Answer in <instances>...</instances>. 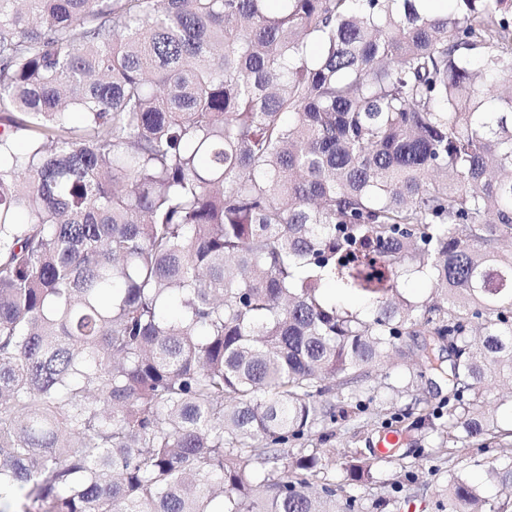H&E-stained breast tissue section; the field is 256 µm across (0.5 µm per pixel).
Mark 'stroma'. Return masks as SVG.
I'll return each instance as SVG.
<instances>
[{
  "mask_svg": "<svg viewBox=\"0 0 512 512\" xmlns=\"http://www.w3.org/2000/svg\"><path fill=\"white\" fill-rule=\"evenodd\" d=\"M414 368L410 362L389 365L390 385L375 393L373 402L367 403L374 418L360 430L336 424L332 435L321 443V450L329 457L323 477L336 485L344 494L356 496L363 505V512H375L373 503L381 497L390 498L384 512H438L451 479L452 471H459L478 485L487 499H495L497 490L486 479L487 469L503 459L498 447H483L474 439L463 446L451 448L449 460L429 456L433 433L430 429H411V417L406 414L412 396L428 401L432 408L447 413L454 403L452 391L440 377L429 374L415 379L410 395H395L391 387L407 377ZM400 437L392 457L382 459L377 453L378 442L387 434ZM373 461L372 477L363 483L348 481L345 464L352 453ZM413 473V480H406V473Z\"/></svg>",
  "mask_w": 512,
  "mask_h": 512,
  "instance_id": "obj_1",
  "label": "stroma"
}]
</instances>
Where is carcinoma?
Listing matches in <instances>:
<instances>
[{
    "mask_svg": "<svg viewBox=\"0 0 512 512\" xmlns=\"http://www.w3.org/2000/svg\"><path fill=\"white\" fill-rule=\"evenodd\" d=\"M427 2L0 0V512H359L288 445L421 334L509 447L512 0ZM486 399L488 405L486 412L497 420L498 425L510 428L512 424V399L507 398V390L495 379L486 383Z\"/></svg>",
    "mask_w": 512,
    "mask_h": 512,
    "instance_id": "carcinoma-1",
    "label": "carcinoma"
}]
</instances>
